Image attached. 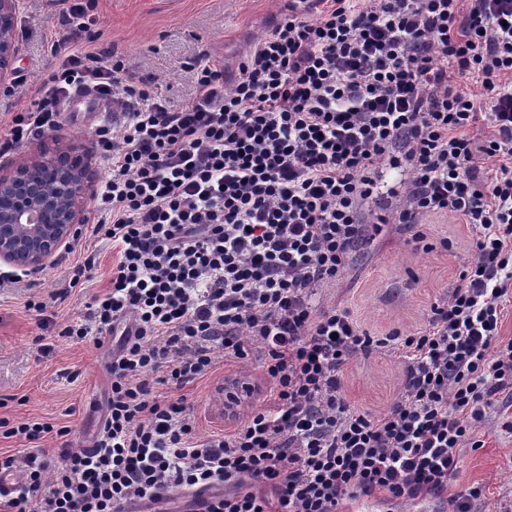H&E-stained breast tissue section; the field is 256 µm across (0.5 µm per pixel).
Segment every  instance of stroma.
I'll list each match as a JSON object with an SVG mask.
<instances>
[{
  "label": "stroma",
  "mask_w": 512,
  "mask_h": 512,
  "mask_svg": "<svg viewBox=\"0 0 512 512\" xmlns=\"http://www.w3.org/2000/svg\"><path fill=\"white\" fill-rule=\"evenodd\" d=\"M93 20L90 34L99 48L123 56L133 74L161 78L168 96L182 104L193 92L191 67L199 50L223 58L226 75L235 78L238 66L288 11L312 13L311 0H81ZM66 0H19L15 37L19 54L15 76L34 91L52 66L49 39L66 41L63 21ZM94 106L89 102L63 113L58 129L40 141L49 147L77 145L89 155L94 181L106 170L94 153ZM431 251L414 250L408 232L389 225L387 232L358 250L348 273L336 286L320 291L326 304L349 306L361 327L383 336L397 331L411 334L421 328L432 303L441 298L460 269L473 257L471 231L446 214L424 220ZM93 257V279L87 290L67 291L56 303L55 323L83 315L90 292L107 284L112 252L104 243L88 239L37 275L0 288V417L38 415L67 425L74 446H89L101 423L110 390L107 365L111 342L102 346L74 345L57 338L49 353H40L35 340L44 335L42 317L28 310L32 296L48 298L66 291L65 271L73 261ZM404 366L384 353L355 358L344 377L352 404L381 411L397 395ZM216 379L185 388L201 430H232L224 418V397ZM498 409L488 410L475 432L484 446L466 451L458 471L448 480L449 493L483 486L485 499L475 512L496 502L512 501V433L503 430Z\"/></svg>",
  "instance_id": "stroma-1"
}]
</instances>
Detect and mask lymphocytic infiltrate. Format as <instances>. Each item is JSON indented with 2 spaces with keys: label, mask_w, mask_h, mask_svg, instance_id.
Returning <instances> with one entry per match:
<instances>
[{
  "label": "lymphocytic infiltrate",
  "mask_w": 512,
  "mask_h": 512,
  "mask_svg": "<svg viewBox=\"0 0 512 512\" xmlns=\"http://www.w3.org/2000/svg\"><path fill=\"white\" fill-rule=\"evenodd\" d=\"M289 14L227 83L200 52L195 91L169 106L105 48L50 52L29 105L0 118V153L59 126V103L93 86L122 101L99 123L107 176L91 240L112 249L105 288L60 325L76 344L112 341L111 394L91 449H40L0 512H125L171 489L206 492L210 512H342L359 497H448L473 512L482 487L448 496L475 426L512 402V0H315ZM485 125L484 137L472 133ZM393 223L425 243L424 218L459 217L475 255L409 335L378 338L348 307L322 305L357 247L383 227L365 209L396 195ZM405 367L371 413L344 394L355 358ZM258 357L265 380L232 431L201 433L185 387L218 361ZM69 429L0 418L29 444Z\"/></svg>",
  "instance_id": "lymphocytic-infiltrate-1"
}]
</instances>
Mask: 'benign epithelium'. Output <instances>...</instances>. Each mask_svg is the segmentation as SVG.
Listing matches in <instances>:
<instances>
[{
    "instance_id": "7a95c632",
    "label": "benign epithelium",
    "mask_w": 512,
    "mask_h": 512,
    "mask_svg": "<svg viewBox=\"0 0 512 512\" xmlns=\"http://www.w3.org/2000/svg\"><path fill=\"white\" fill-rule=\"evenodd\" d=\"M18 0H0V87L18 57ZM87 168L74 147H41L0 174V263L29 274L52 264L86 221Z\"/></svg>"
}]
</instances>
